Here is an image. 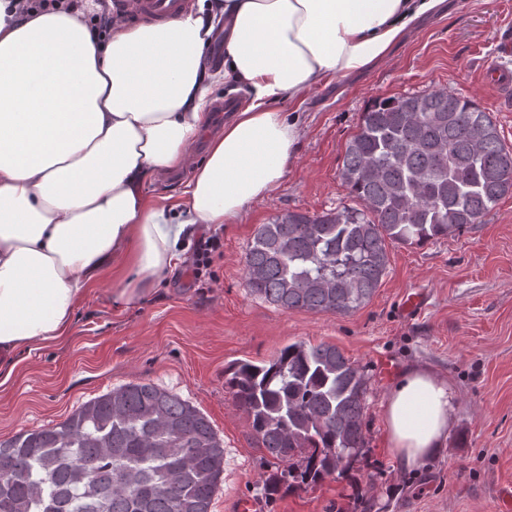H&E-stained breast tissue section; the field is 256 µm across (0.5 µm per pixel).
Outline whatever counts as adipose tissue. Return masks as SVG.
I'll list each match as a JSON object with an SVG mask.
<instances>
[{
	"label": "adipose tissue",
	"mask_w": 512,
	"mask_h": 512,
	"mask_svg": "<svg viewBox=\"0 0 512 512\" xmlns=\"http://www.w3.org/2000/svg\"><path fill=\"white\" fill-rule=\"evenodd\" d=\"M0 0V377L10 355L68 336L76 306L109 267L130 306L166 280L197 226L235 223L276 190L298 131L279 104L328 78L370 69L446 0H207L161 23H132V0L107 33L87 12L19 16ZM224 23L225 77L249 102L210 140L206 51ZM192 168L180 201L150 200L165 171ZM454 391L406 369L385 424L406 468L448 437Z\"/></svg>",
	"instance_id": "ef3b65f1"
}]
</instances>
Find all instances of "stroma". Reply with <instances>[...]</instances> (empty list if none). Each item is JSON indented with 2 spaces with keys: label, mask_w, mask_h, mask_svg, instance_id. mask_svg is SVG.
I'll list each match as a JSON object with an SVG mask.
<instances>
[{
  "label": "stroma",
  "mask_w": 512,
  "mask_h": 512,
  "mask_svg": "<svg viewBox=\"0 0 512 512\" xmlns=\"http://www.w3.org/2000/svg\"><path fill=\"white\" fill-rule=\"evenodd\" d=\"M446 12L424 21L378 66L311 90L303 106L283 103L298 130L296 154L281 185L217 234L224 256L216 283L191 275L193 245L167 281L129 307L116 304L111 279L80 302L70 338L17 351L12 376L0 385V440L62 423L83 403L129 383H151L189 402L224 446V474L211 512H499L512 488V193L479 223L423 246L392 244L371 299L346 314L284 310L250 293L244 261L258 225L291 212L311 214L351 204L340 177L346 144L368 103L444 88L489 112L512 147V100L483 80L486 68L512 69V0H447ZM422 294L415 318L404 301ZM336 346L370 381L364 418L369 448L344 478L267 495L277 470L246 414L224 387L233 362L264 365L289 343ZM396 370L422 366L455 393L444 448L408 470L392 456L384 407ZM367 488L356 506L353 482Z\"/></svg>",
  "instance_id": "1"
}]
</instances>
